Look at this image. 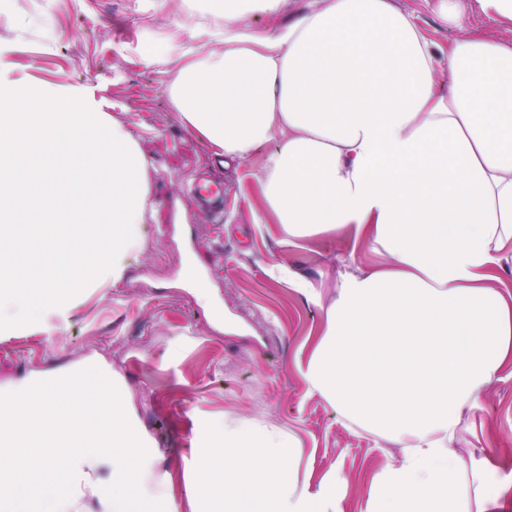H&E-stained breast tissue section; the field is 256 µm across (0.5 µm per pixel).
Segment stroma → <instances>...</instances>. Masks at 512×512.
I'll list each match as a JSON object with an SVG mask.
<instances>
[{
	"label": "stroma",
	"mask_w": 512,
	"mask_h": 512,
	"mask_svg": "<svg viewBox=\"0 0 512 512\" xmlns=\"http://www.w3.org/2000/svg\"><path fill=\"white\" fill-rule=\"evenodd\" d=\"M438 44L459 30L499 38L504 27L480 13L461 29L443 25L426 0H396ZM219 0H0V70L36 89H77L123 121L149 177L144 242L124 281L93 283L35 323L0 330V394L35 377L95 366L111 371L127 419L148 436L150 463L140 483L172 512H190L201 476L193 464L211 447L225 415H251L299 441V482L316 490L343 472L344 512H364L374 474L396 448L344 425L310 393L301 375L324 313L270 271L287 255L303 282L335 293L339 264L378 260L369 246L325 242L285 250L266 211L253 159L224 172L230 199L223 227L195 210L185 179L214 162L208 142L185 124L170 87L173 67L150 63L144 45L172 42L205 55L213 48L208 15ZM207 266V300L182 285L188 256ZM220 302L223 326L209 305ZM464 445L491 453L495 481L512 478V372L502 371L462 418Z\"/></svg>",
	"instance_id": "1"
}]
</instances>
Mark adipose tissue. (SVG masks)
Instances as JSON below:
<instances>
[{"mask_svg":"<svg viewBox=\"0 0 512 512\" xmlns=\"http://www.w3.org/2000/svg\"><path fill=\"white\" fill-rule=\"evenodd\" d=\"M282 0H224V34L176 66L171 96L225 163L262 158V197L282 243L352 236L379 254L339 273L303 378L347 425L400 450L366 512H500L512 488L493 457L462 447L463 412L512 364V0H435L507 35L431 41L394 0H312L276 35L248 15ZM294 437L242 416L199 455L211 512H344L343 474L300 486Z\"/></svg>","mask_w":512,"mask_h":512,"instance_id":"adipose-tissue-1","label":"adipose tissue"}]
</instances>
